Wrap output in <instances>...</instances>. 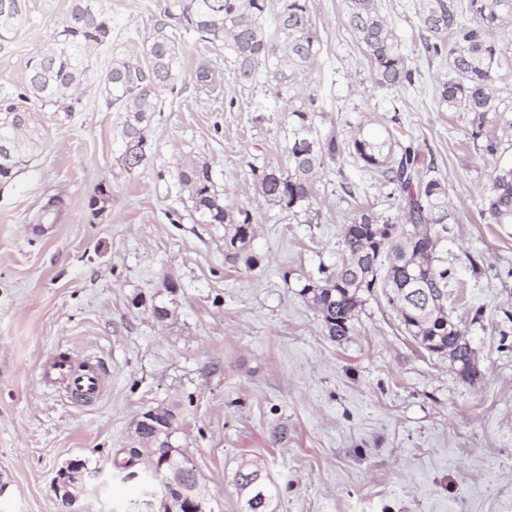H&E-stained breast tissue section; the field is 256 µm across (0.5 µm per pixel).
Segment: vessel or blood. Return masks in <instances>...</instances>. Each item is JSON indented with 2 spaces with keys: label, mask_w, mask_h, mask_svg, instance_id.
Masks as SVG:
<instances>
[{
  "label": "vessel or blood",
  "mask_w": 512,
  "mask_h": 512,
  "mask_svg": "<svg viewBox=\"0 0 512 512\" xmlns=\"http://www.w3.org/2000/svg\"><path fill=\"white\" fill-rule=\"evenodd\" d=\"M40 380L63 396L89 401L97 400L104 390V373L97 358H78L62 350L43 364Z\"/></svg>",
  "instance_id": "obj_1"
}]
</instances>
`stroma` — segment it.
<instances>
[{"label":"stroma","mask_w":512,"mask_h":512,"mask_svg":"<svg viewBox=\"0 0 512 512\" xmlns=\"http://www.w3.org/2000/svg\"><path fill=\"white\" fill-rule=\"evenodd\" d=\"M71 0H27L0 46V95L27 93V63ZM164 0H99L112 38L97 48L74 112L38 111L34 159L0 189V512H62L61 467L85 462L79 512H163L160 483L130 459L134 419L179 403L171 438L206 487L204 512H244L235 474L259 461L269 512H512V224L480 215L489 170L469 115L449 111L439 85L448 62L426 56L411 0H379L414 71L413 86L378 89L346 22L347 0H309L321 38L305 79L320 134L346 137L372 113L411 134L448 190L436 259L448 268V313L462 321L482 375L464 382L409 336L383 296L360 307L351 333L327 335L300 294L302 276L342 258L355 209L386 216L391 187L351 156L327 162L308 212L259 196L252 168L287 166L288 115L259 77L239 84L222 43L182 32L181 76L159 94L152 158L134 173L113 141L118 114L102 92L113 53L140 51ZM207 61L219 96L198 90ZM209 162L226 205L250 211L246 259L226 260L224 227L196 223L179 167ZM107 194L102 212L92 198ZM65 206L39 230L49 197ZM164 305L166 320L153 308ZM97 357L106 391L95 403L45 387L55 350Z\"/></svg>","instance_id":"stroma-1"}]
</instances>
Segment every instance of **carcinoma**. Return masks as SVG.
I'll return each instance as SVG.
<instances>
[{
  "label": "carcinoma",
  "mask_w": 512,
  "mask_h": 512,
  "mask_svg": "<svg viewBox=\"0 0 512 512\" xmlns=\"http://www.w3.org/2000/svg\"><path fill=\"white\" fill-rule=\"evenodd\" d=\"M26 0H0V45L9 42ZM270 0H166L168 22L134 55H119L104 77L106 98L119 112L116 150L129 174L149 160L147 131L162 111L158 91L174 88L181 74V47L170 23L192 29L230 51L233 77L253 82L265 70L278 99L292 101L305 74L317 62L321 41L314 27L309 0H282L274 26L266 24ZM418 27L425 32L422 48L446 57L453 77L439 88L441 102L452 112L471 114V137L482 154L493 160L482 187L481 213L494 224H512V164L503 159L504 138L512 133V118L492 86L508 63L499 37L512 30V0H414ZM347 21L373 66L381 89H400L414 82L401 41L381 15L378 0H348ZM112 27L97 0H72L67 18L30 59L28 90L42 109L71 112L91 52L110 41ZM195 79L204 93L221 86L216 70L199 64ZM6 95L0 98V186L9 185L29 162L30 146L15 124H27L31 108ZM316 97L309 92L288 113L285 145L288 168L252 169L265 200L293 213L310 205L317 175L325 162L348 154L365 170L377 173L384 185L398 191L400 214L383 218L368 208L355 211L342 230L343 259L326 277L308 278L300 295L321 317L327 335H348L364 296L382 293L408 333L432 354L448 358L459 377L473 383L480 377L465 330L448 316L450 270L435 264L440 242L433 215L447 190L430 176L432 162L411 139L390 128L360 121L342 140L321 136L314 127ZM179 180L192 202L199 224H222L226 258L237 260L254 237L249 210L230 208L218 192L211 166L191 160ZM151 467L179 474L172 497L197 504L205 492L195 470H185L171 442L154 449ZM254 462H245L237 484L247 494L246 512H267L270 485Z\"/></svg>",
  "instance_id": "cac0c4a2"
}]
</instances>
